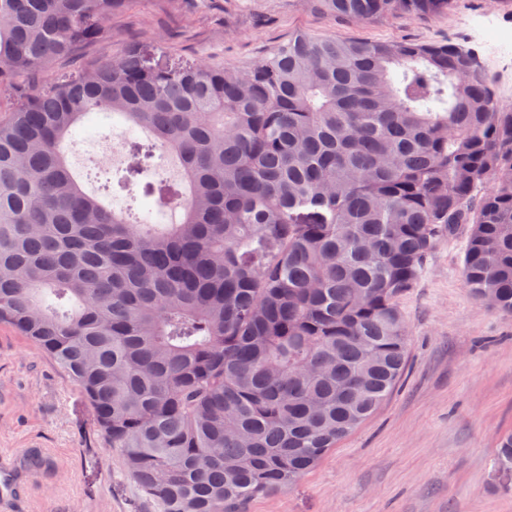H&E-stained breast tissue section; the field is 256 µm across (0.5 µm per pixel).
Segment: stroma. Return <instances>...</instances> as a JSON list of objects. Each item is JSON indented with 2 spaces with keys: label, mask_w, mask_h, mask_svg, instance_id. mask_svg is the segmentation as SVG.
<instances>
[{
  "label": "stroma",
  "mask_w": 512,
  "mask_h": 512,
  "mask_svg": "<svg viewBox=\"0 0 512 512\" xmlns=\"http://www.w3.org/2000/svg\"><path fill=\"white\" fill-rule=\"evenodd\" d=\"M112 33L63 69L138 44L170 60L252 67L294 32L375 41L453 42L472 51L495 96L512 104V6L453 0L436 17L352 25L311 0H127ZM117 138L80 134L77 167L119 162ZM465 235L443 241L399 301L409 328L405 375L376 411L294 486L249 512H512V480L492 467L512 432V317L464 286ZM43 449L44 471L25 478L12 512H155L106 446L78 385L54 359L0 324V461Z\"/></svg>",
  "instance_id": "1"
}]
</instances>
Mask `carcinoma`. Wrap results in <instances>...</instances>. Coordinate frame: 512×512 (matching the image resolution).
I'll list each match as a JSON object with an SVG mask.
<instances>
[{"label": "carcinoma", "instance_id": "1", "mask_svg": "<svg viewBox=\"0 0 512 512\" xmlns=\"http://www.w3.org/2000/svg\"><path fill=\"white\" fill-rule=\"evenodd\" d=\"M312 2L357 24L451 4ZM124 3L0 0V322L82 389L158 512H247L392 393L399 299L440 242L467 231L465 286L512 315V105L459 45L303 31L247 70L134 44L14 94ZM92 113L140 132L96 192L69 162ZM159 151L179 176H155Z\"/></svg>", "mask_w": 512, "mask_h": 512}]
</instances>
